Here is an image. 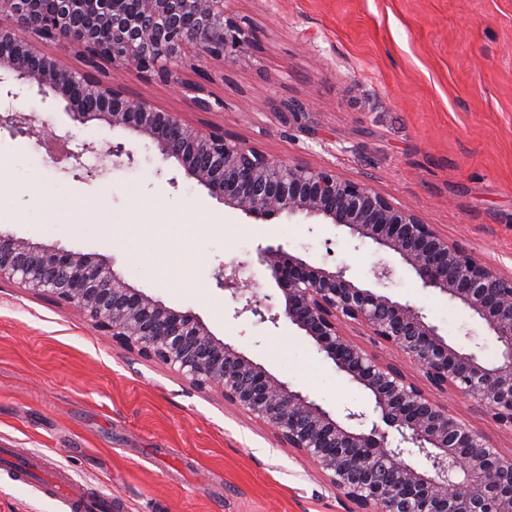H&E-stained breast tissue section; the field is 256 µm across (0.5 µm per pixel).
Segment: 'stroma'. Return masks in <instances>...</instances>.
Instances as JSON below:
<instances>
[{"mask_svg":"<svg viewBox=\"0 0 512 512\" xmlns=\"http://www.w3.org/2000/svg\"><path fill=\"white\" fill-rule=\"evenodd\" d=\"M229 15L251 36L232 62L202 69L223 99L220 112H199L172 85L120 69L125 94L172 112L183 122L225 134L289 163L335 167L394 203L417 210L450 242L512 272V0H227ZM0 70V115L33 118L55 139L0 126V155L20 177L36 175L39 195L0 191V232L85 254L113 258L128 282L166 305L199 315L219 339L311 394L332 410L360 409L364 391L336 370L295 326L235 315L218 267L241 263L240 279L259 294H277L256 262L257 245L284 244L318 265L325 240L348 276L372 288L380 259L371 242L301 216L262 221L225 207L149 141L122 128L79 129L66 103L38 87L21 90ZM18 88V87H17ZM300 102L299 123L281 110ZM123 142L129 164L95 179L79 177L66 153L83 140ZM75 214L55 223L54 205ZM192 210L218 229L139 250L192 255L188 285L167 288L136 269L112 227L131 213L145 224L167 221L172 208ZM389 294L423 308L429 321L461 345L496 361L499 347L463 305L425 291L395 264ZM352 340L395 364L422 390V372L363 326ZM505 456L512 432L480 407L439 395ZM39 454L68 479L110 494L118 512H351V503L265 424L220 394L127 350L76 309L17 284L0 283V449ZM0 512H66L41 481H14L0 465Z\"/></svg>","mask_w":512,"mask_h":512,"instance_id":"35a3bbf8","label":"stroma"}]
</instances>
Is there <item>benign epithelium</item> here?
Masks as SVG:
<instances>
[{"label": "benign epithelium", "mask_w": 512, "mask_h": 512, "mask_svg": "<svg viewBox=\"0 0 512 512\" xmlns=\"http://www.w3.org/2000/svg\"><path fill=\"white\" fill-rule=\"evenodd\" d=\"M0 69L67 102L72 120L123 127L175 159L211 197L249 217L316 218L369 239L406 264L428 291L472 312L500 346L486 363L448 340L423 309L363 288L348 267L314 266L281 243L256 249L279 297L263 296L238 277L239 266L215 278L235 310L261 322L282 319L303 331L336 369L366 390L372 412H334L217 338L191 312L132 287L111 262L64 247L0 233V282L50 295L80 309L112 340L177 371L198 389L265 423L285 447L309 458L354 505V512H512V457L409 382L394 365L354 343L346 332L364 326L410 362L441 392L466 398L512 430V275L448 242L418 211L398 205L332 167L287 164L222 131L203 132L171 112L129 99L112 81L115 68L157 78L191 96L197 110H224L211 96L198 63L235 59L249 32L224 10V0H0ZM65 41L85 67L66 69L37 44ZM196 70L186 81L182 71ZM112 164L132 153L122 143L83 152ZM423 458L415 466L409 458Z\"/></svg>", "instance_id": "obj_1"}]
</instances>
